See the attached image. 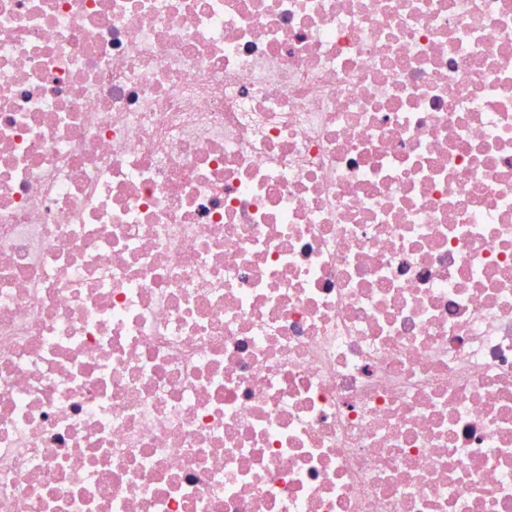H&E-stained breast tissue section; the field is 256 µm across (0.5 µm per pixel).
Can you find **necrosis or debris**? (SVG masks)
<instances>
[{"label": "necrosis or debris", "mask_w": 512, "mask_h": 512, "mask_svg": "<svg viewBox=\"0 0 512 512\" xmlns=\"http://www.w3.org/2000/svg\"><path fill=\"white\" fill-rule=\"evenodd\" d=\"M0 512H512V0H0Z\"/></svg>", "instance_id": "1"}]
</instances>
